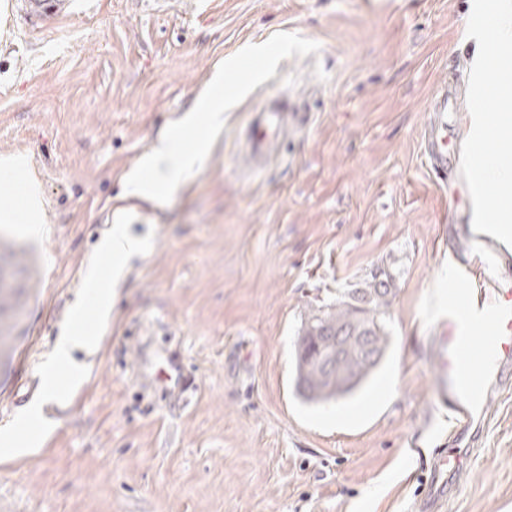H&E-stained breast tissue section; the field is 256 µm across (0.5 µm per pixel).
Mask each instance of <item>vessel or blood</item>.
<instances>
[{"label": "vessel or blood", "mask_w": 512, "mask_h": 512, "mask_svg": "<svg viewBox=\"0 0 512 512\" xmlns=\"http://www.w3.org/2000/svg\"><path fill=\"white\" fill-rule=\"evenodd\" d=\"M432 114L426 151L439 171L448 169V96L440 94L428 106ZM292 106L287 97L272 93L252 116L246 149L255 167L279 145ZM459 303L448 310V332L439 339L437 400L453 413L455 434L449 446L438 449L418 500V512H433L448 496V484L466 471L485 423L484 403L493 391L512 392V290L460 289ZM484 339L472 344L471 334Z\"/></svg>", "instance_id": "obj_1"}]
</instances>
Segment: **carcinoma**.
<instances>
[{
  "mask_svg": "<svg viewBox=\"0 0 512 512\" xmlns=\"http://www.w3.org/2000/svg\"><path fill=\"white\" fill-rule=\"evenodd\" d=\"M389 273L374 275L336 303L313 311L296 343L298 391L310 403L354 395L375 375L389 347Z\"/></svg>",
  "mask_w": 512,
  "mask_h": 512,
  "instance_id": "cac0c4a2",
  "label": "carcinoma"
}]
</instances>
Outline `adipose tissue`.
<instances>
[{
  "instance_id": "adipose-tissue-1",
  "label": "adipose tissue",
  "mask_w": 512,
  "mask_h": 512,
  "mask_svg": "<svg viewBox=\"0 0 512 512\" xmlns=\"http://www.w3.org/2000/svg\"><path fill=\"white\" fill-rule=\"evenodd\" d=\"M224 125V104L213 100L209 103L205 130H198L195 114H187L181 121L184 130L194 132L192 144H185L174 135L165 133L159 136L147 156V175L132 174L128 179V194L148 201H160L174 193L182 180L187 178L197 159L204 155L213 135ZM94 335L76 330L62 337L57 346L53 362L45 376L47 396H55L59 390V376H74L77 367L73 353L77 350L92 351Z\"/></svg>"
}]
</instances>
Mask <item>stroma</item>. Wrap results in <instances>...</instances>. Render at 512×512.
<instances>
[{
	"mask_svg": "<svg viewBox=\"0 0 512 512\" xmlns=\"http://www.w3.org/2000/svg\"><path fill=\"white\" fill-rule=\"evenodd\" d=\"M0 0V497L21 512H414L436 409L448 267L484 249L460 174L470 123L471 0ZM261 45L265 57L248 56ZM224 71V126L172 196L125 178ZM311 123L248 173L239 134L280 83ZM448 177L423 152L439 91ZM116 224L146 249L109 266ZM393 275L382 367L354 397L305 402L307 316ZM112 304L88 302L92 271ZM79 380L45 401L68 329ZM189 387L163 377L170 364ZM28 454L3 440L33 404ZM483 444L441 512H512V397L490 394ZM95 336L82 330H74L70 336H63L56 346L53 362L45 376V392L53 397L59 390L60 375L73 377L78 367L74 364L73 352L84 350L91 352L95 346Z\"/></svg>",
	"mask_w": 512,
	"mask_h": 512,
	"instance_id": "stroma-1",
	"label": "stroma"
}]
</instances>
